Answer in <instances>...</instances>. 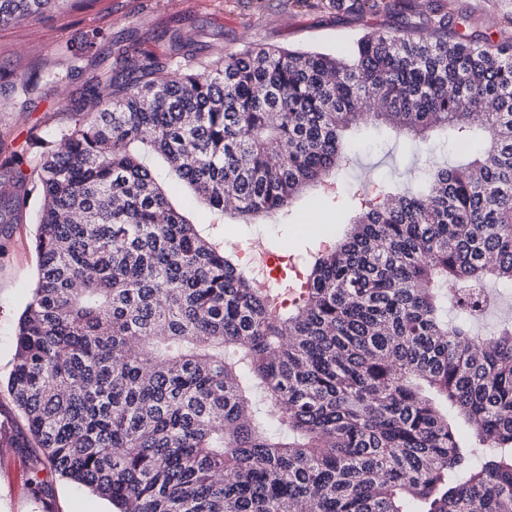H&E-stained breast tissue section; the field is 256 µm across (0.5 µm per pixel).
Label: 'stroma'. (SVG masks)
<instances>
[{
	"label": "stroma",
	"mask_w": 512,
	"mask_h": 512,
	"mask_svg": "<svg viewBox=\"0 0 512 512\" xmlns=\"http://www.w3.org/2000/svg\"><path fill=\"white\" fill-rule=\"evenodd\" d=\"M438 0H395L376 12L337 8L307 9L291 0H94L93 5L50 12L0 26V512H112L111 504L82 486L55 479L46 499L27 484L16 447L28 440L22 414L7 392L15 364L18 319L38 278L39 257L33 245L43 203L34 177L44 151L56 145L76 110L93 111L83 94L92 76L112 64L115 42L135 39L142 50L164 57L163 31L179 24L204 51L216 55L250 43L297 50L334 51L338 44L367 32L424 31ZM512 0H452L449 32L492 37L512 44ZM92 27L106 31L96 49L72 63L66 52ZM72 69L60 83L41 84L28 104L18 101L13 84L35 71ZM352 161L342 168L338 187L345 208L323 191L299 196L288 214L243 222L225 214L214 235L242 245L264 243L278 256L300 262L309 251L333 244L361 199L383 185L403 186L411 168H426L433 156L404 157L391 134L369 129L353 132ZM23 171L25 181L15 179ZM339 197V198H340Z\"/></svg>",
	"instance_id": "1"
}]
</instances>
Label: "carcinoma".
<instances>
[{
    "label": "carcinoma",
    "instance_id": "cac0c4a2",
    "mask_svg": "<svg viewBox=\"0 0 512 512\" xmlns=\"http://www.w3.org/2000/svg\"><path fill=\"white\" fill-rule=\"evenodd\" d=\"M66 4L0 0V24ZM448 19L343 54L204 56L172 26L164 58L130 43L86 82L112 99L75 113L36 170L38 281L7 384L34 495L62 477L115 512H512V321L473 330L490 282L512 285V50L450 37ZM360 124L421 145L440 130L472 160L362 203L277 307L287 289L258 287L210 226L288 211L349 161ZM153 155L209 224L172 207Z\"/></svg>",
    "mask_w": 512,
    "mask_h": 512
}]
</instances>
